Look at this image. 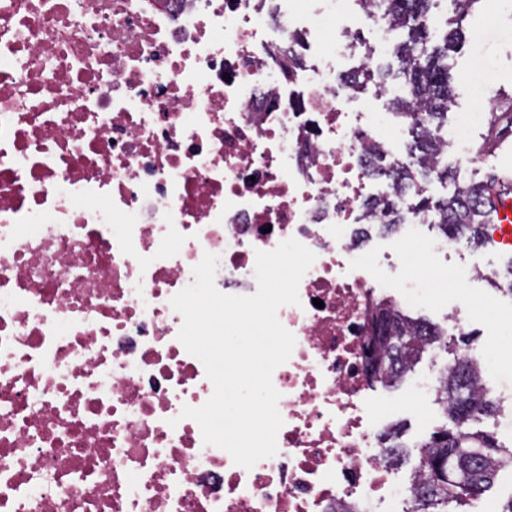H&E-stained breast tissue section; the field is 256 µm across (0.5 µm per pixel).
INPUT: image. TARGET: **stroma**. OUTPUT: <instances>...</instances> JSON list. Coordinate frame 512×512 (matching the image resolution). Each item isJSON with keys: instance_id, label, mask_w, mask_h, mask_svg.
<instances>
[{"instance_id": "35a3bbf8", "label": "stroma", "mask_w": 512, "mask_h": 512, "mask_svg": "<svg viewBox=\"0 0 512 512\" xmlns=\"http://www.w3.org/2000/svg\"><path fill=\"white\" fill-rule=\"evenodd\" d=\"M486 10L485 4L475 5L465 23V33H472L475 26H482L483 32L479 40H465L460 52L453 55L450 64L451 89L454 96V111L469 110L472 99L462 80V73L469 67L485 64L492 65L493 74L489 81L493 87L496 106L506 109L507 98L512 95V43L505 42L502 31L505 25L512 24V15L502 14L498 25L486 26L482 20ZM472 141L476 152L481 153V164L466 172L462 180L465 183L486 182L489 175L504 174L512 171V134L496 137L490 126L483 125L474 128ZM437 230L423 232L419 241L410 244L406 249V258L397 265H382L379 269L381 281L390 288H398L408 280L416 279L426 283L429 288H437L440 284L437 269L429 260L428 244L438 238ZM479 256L487 265L490 279L486 282L470 284L468 293L471 298V323L466 331L460 332L451 328L448 322V305L439 303L422 308L421 316L448 332V349L429 353L422 357L416 365L414 377H437L447 363L452 362L461 346H468L475 359H483V348L490 336L502 335V316L505 311L512 310V293L505 289L508 281L512 280L507 274V263L512 260V254L498 250L488 244L479 248L462 245L460 251L450 253L449 263L458 264L468 259L469 255ZM487 385L497 391V401L500 405L499 418L485 419L486 428L497 431L498 438L503 442L512 441V436L499 429L500 417L512 415V362H503L488 369L484 373ZM407 386L394 389L374 385L371 395L376 399L394 400L395 405L386 417L387 423L401 424L404 433L403 442L414 444L425 438L433 431L438 423L437 406L433 396L421 398L416 403L407 400Z\"/></svg>"}]
</instances>
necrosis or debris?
<instances>
[{"instance_id":"4bbe7bcc","label":"necrosis or debris","mask_w":512,"mask_h":512,"mask_svg":"<svg viewBox=\"0 0 512 512\" xmlns=\"http://www.w3.org/2000/svg\"><path fill=\"white\" fill-rule=\"evenodd\" d=\"M396 35L380 0H0V512H411L356 243L392 193L373 163L400 159L404 126L367 101L403 88L365 78ZM463 80L474 105L439 135L462 173L493 98ZM290 238L316 259L277 312V452L248 470L179 417L213 384L170 300L207 252L219 291L255 293L257 252ZM455 247L430 257L463 326L488 272Z\"/></svg>"}]
</instances>
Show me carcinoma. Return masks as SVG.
I'll return each mask as SVG.
<instances>
[{"instance_id":"carcinoma-1","label":"carcinoma","mask_w":512,"mask_h":512,"mask_svg":"<svg viewBox=\"0 0 512 512\" xmlns=\"http://www.w3.org/2000/svg\"><path fill=\"white\" fill-rule=\"evenodd\" d=\"M478 0H454L453 15L443 45L428 47L429 31L424 18L431 0H382L384 15L394 22L402 38L398 39L393 58L396 71L369 72L368 79L379 78L384 85L392 76L402 82L406 94L393 99L395 108L409 119L414 132L412 149L433 159L414 171L408 165L396 169L378 166L376 173L392 180L395 194L379 207L375 223L386 231L400 224L399 207L412 201L414 209L436 212L437 228L446 236L465 239L478 246L490 215V185H457L452 195L432 201L419 190V183L435 177L441 182L455 180L448 164L437 161L443 147L435 137L452 105L449 89L448 51L464 35L463 21ZM366 347L369 360L377 361L373 382L394 387L436 342L448 347L445 334L434 326L406 313L396 311L383 301H373L367 310ZM481 369L469 357H457L451 369L438 377L435 403L443 423L422 441L418 448L416 498L413 512H448V504L462 506L468 497L486 491L497 474L512 467V448L499 444L494 433L481 427L483 420L497 411L495 401L479 391ZM401 432L391 427L379 436L385 463L395 466L408 456L400 441Z\"/></svg>"}]
</instances>
